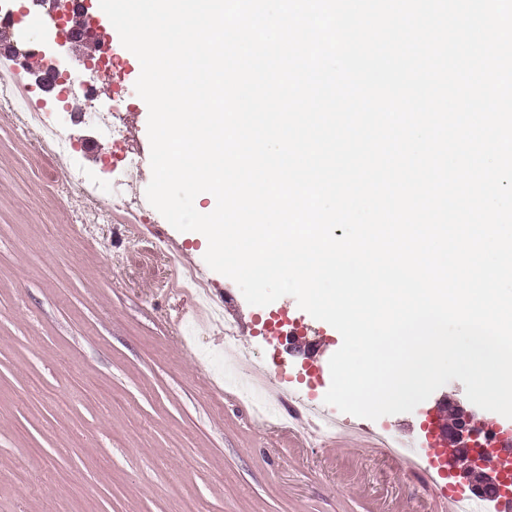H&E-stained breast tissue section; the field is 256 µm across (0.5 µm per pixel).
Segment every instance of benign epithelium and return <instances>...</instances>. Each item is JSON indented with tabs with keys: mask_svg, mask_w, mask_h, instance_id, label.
<instances>
[{
	"mask_svg": "<svg viewBox=\"0 0 512 512\" xmlns=\"http://www.w3.org/2000/svg\"><path fill=\"white\" fill-rule=\"evenodd\" d=\"M52 2L48 14L60 20L53 45L39 56L56 54L67 44L90 39L91 26L88 16L90 0H34L43 4ZM23 68L33 77L40 90L49 92L66 82L65 76L55 65L41 64L33 69L22 62ZM425 433L437 463L464 479L468 488L479 496L492 499H512V440H498L493 446L477 453L482 447L483 428L473 416L455 400L443 398L438 405L425 412ZM495 455L499 466L487 471L485 457Z\"/></svg>",
	"mask_w": 512,
	"mask_h": 512,
	"instance_id": "benign-epithelium-1",
	"label": "benign epithelium"
}]
</instances>
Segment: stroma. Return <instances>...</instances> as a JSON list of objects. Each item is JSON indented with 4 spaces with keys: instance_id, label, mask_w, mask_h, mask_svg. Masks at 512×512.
Here are the masks:
<instances>
[{
    "instance_id": "stroma-1",
    "label": "stroma",
    "mask_w": 512,
    "mask_h": 512,
    "mask_svg": "<svg viewBox=\"0 0 512 512\" xmlns=\"http://www.w3.org/2000/svg\"><path fill=\"white\" fill-rule=\"evenodd\" d=\"M80 43L58 55L97 103L123 92L128 142L84 119V98L39 102L75 144L85 176L112 198V167L149 151L139 61L90 77ZM181 248L235 326L251 363L228 366L224 333L181 316L193 298L164 255ZM194 232L157 210L120 208L99 224L63 199L35 136L0 111V512H439L446 470L411 473L366 442L257 419L235 384L250 366L273 386L323 404L342 338L284 296L249 305L213 271ZM287 316L315 351L312 368L274 335Z\"/></svg>"
}]
</instances>
